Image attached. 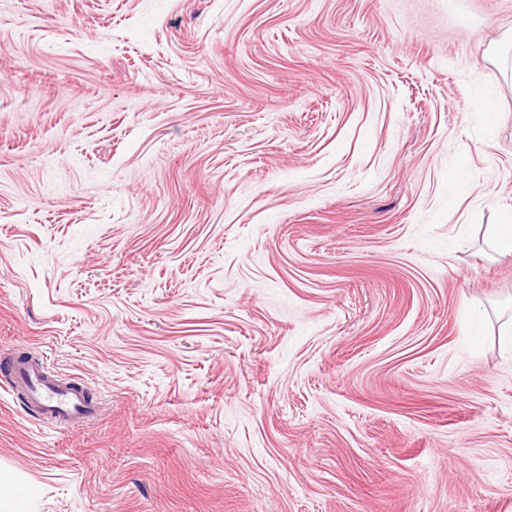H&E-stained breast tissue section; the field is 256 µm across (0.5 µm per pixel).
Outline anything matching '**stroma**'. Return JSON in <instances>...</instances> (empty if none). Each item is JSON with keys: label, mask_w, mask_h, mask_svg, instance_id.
I'll list each match as a JSON object with an SVG mask.
<instances>
[{"label": "stroma", "mask_w": 512, "mask_h": 512, "mask_svg": "<svg viewBox=\"0 0 512 512\" xmlns=\"http://www.w3.org/2000/svg\"><path fill=\"white\" fill-rule=\"evenodd\" d=\"M509 30L512 0H0L18 512H512ZM43 353L97 418L28 410L5 365ZM492 244L502 254H512V213H506L492 231Z\"/></svg>", "instance_id": "stroma-1"}]
</instances>
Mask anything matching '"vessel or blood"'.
I'll return each instance as SVG.
<instances>
[{"mask_svg": "<svg viewBox=\"0 0 512 512\" xmlns=\"http://www.w3.org/2000/svg\"><path fill=\"white\" fill-rule=\"evenodd\" d=\"M10 381L14 388L25 392L45 421L79 423L93 418L97 412L95 403L87 399L84 391L55 378L43 358L17 360Z\"/></svg>", "mask_w": 512, "mask_h": 512, "instance_id": "1", "label": "vessel or blood"}]
</instances>
